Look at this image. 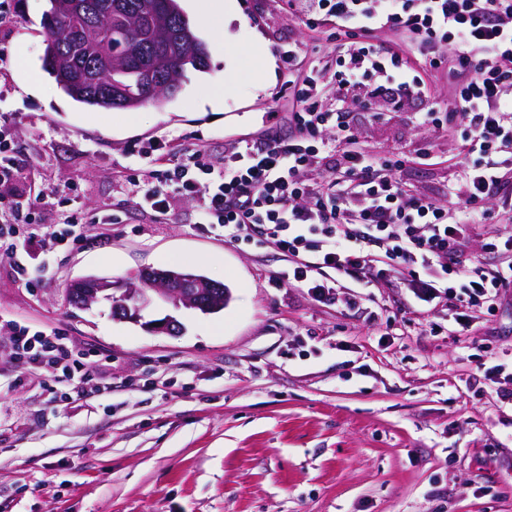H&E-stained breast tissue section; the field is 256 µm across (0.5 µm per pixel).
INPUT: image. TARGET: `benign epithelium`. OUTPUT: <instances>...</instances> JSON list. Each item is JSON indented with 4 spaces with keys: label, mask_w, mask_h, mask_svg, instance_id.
<instances>
[{
    "label": "benign epithelium",
    "mask_w": 512,
    "mask_h": 512,
    "mask_svg": "<svg viewBox=\"0 0 512 512\" xmlns=\"http://www.w3.org/2000/svg\"><path fill=\"white\" fill-rule=\"evenodd\" d=\"M138 280V287L119 288L107 278H84L71 282L68 292L80 308L110 302L114 316L135 323L141 321L142 312L157 298L177 309L191 307L205 314L224 309V285L221 283L154 267L140 270Z\"/></svg>",
    "instance_id": "obj_1"
}]
</instances>
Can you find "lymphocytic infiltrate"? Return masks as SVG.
I'll list each match as a JSON object with an SVG mask.
<instances>
[{
	"label": "lymphocytic infiltrate",
	"mask_w": 512,
	"mask_h": 512,
	"mask_svg": "<svg viewBox=\"0 0 512 512\" xmlns=\"http://www.w3.org/2000/svg\"><path fill=\"white\" fill-rule=\"evenodd\" d=\"M290 14L309 28L335 32L336 70L319 68L289 81L299 108L289 113L288 137L238 140L213 163L199 148L165 164L163 140L146 138L136 148L138 168L122 171L142 212L161 217L184 199L197 204L196 222L228 242L259 240L287 257L290 286L314 301L335 304L340 280L363 284L373 264L370 248L385 247L388 270L406 286L424 288L429 298L447 295L456 322L489 306L512 287V262L495 270L463 260L459 247L487 201L495 199L512 221V189L503 180L512 167V0H285ZM396 32L433 68H446L456 81L453 95L422 113L421 124L461 129L463 204L456 209L413 193L399 180L403 158L372 155L356 143L342 113L325 107L330 90L366 100L375 78L392 86L396 99L420 91L408 65L384 52L377 32ZM23 166L0 142V260L25 287L29 247L50 252L81 246L91 224L81 210L58 216L60 228L29 222L3 193L20 183ZM6 360L21 370L45 369L65 391L82 377L84 356L55 330L19 323L9 326Z\"/></svg>",
	"instance_id": "obj_1"
}]
</instances>
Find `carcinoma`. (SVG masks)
Here are the masks:
<instances>
[{
	"label": "carcinoma",
	"mask_w": 512,
	"mask_h": 512,
	"mask_svg": "<svg viewBox=\"0 0 512 512\" xmlns=\"http://www.w3.org/2000/svg\"><path fill=\"white\" fill-rule=\"evenodd\" d=\"M114 0H46L43 69L61 91L90 109H137V97L146 93L155 78L151 57L154 48L168 40L177 46L166 56L164 78L182 82L187 71L208 68V51L195 33L178 0H166L165 28L158 31L138 20L150 15L155 0H124L128 8L127 28L112 16ZM139 44L146 57L137 78L127 82L133 94L118 106L112 100V71L121 64L127 43Z\"/></svg>",
	"instance_id": "obj_1"
}]
</instances>
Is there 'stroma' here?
Here are the masks:
<instances>
[{"instance_id":"35a3bbf8","label":"stroma","mask_w":512,"mask_h":512,"mask_svg":"<svg viewBox=\"0 0 512 512\" xmlns=\"http://www.w3.org/2000/svg\"><path fill=\"white\" fill-rule=\"evenodd\" d=\"M238 4L243 18L226 23L223 45L206 44L208 69L188 72L180 94L144 106L134 126L116 109L88 112L43 70L45 0H12L0 16V113L10 118L0 138L27 162L13 204L26 210L28 192H40L51 220L70 198L98 224L81 249L34 254L31 269L49 268L40 287L0 263V323L59 330L87 351L94 390L63 401L49 376L0 363V512H512V404L499 396L512 389V288L464 328L448 301L375 276L324 305L275 283L289 263L272 246L199 229L191 201L155 222L117 183L148 136L168 141L177 162L188 147L219 159L232 141L287 133L289 80L335 67L326 30L278 0ZM258 38L273 57L298 43L296 69L274 57L262 81ZM412 74L425 92L399 107L383 87L368 107L328 101L364 151L405 153L402 181L444 203L460 137L419 117L451 87L421 63ZM213 86L224 90L215 109L200 102ZM486 208L462 250L489 268L502 255L485 245L506 227L495 203ZM105 214L117 223H100ZM168 255L223 283L224 310L157 301L131 323L108 304L68 299L70 281L127 280ZM168 316L178 332L152 328Z\"/></svg>"}]
</instances>
